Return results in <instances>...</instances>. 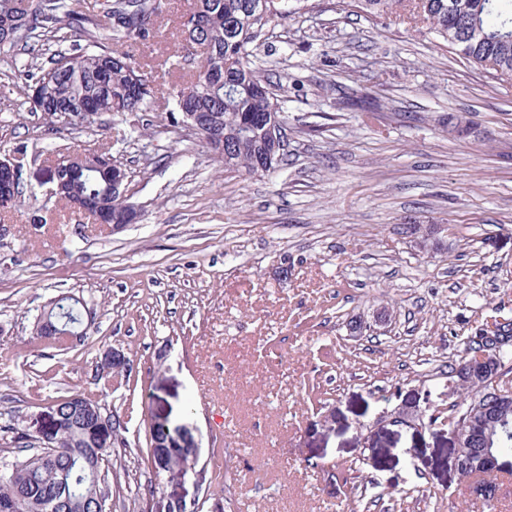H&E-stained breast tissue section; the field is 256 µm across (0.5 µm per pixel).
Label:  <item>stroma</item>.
<instances>
[{
	"mask_svg": "<svg viewBox=\"0 0 512 512\" xmlns=\"http://www.w3.org/2000/svg\"><path fill=\"white\" fill-rule=\"evenodd\" d=\"M260 57L289 117L265 176L158 127L161 96L48 125L26 56L0 60V158L25 150L21 202L0 215V458L2 425L79 390L126 421L110 512L150 491L198 512H512V454L477 484L450 467L447 427L422 421L447 408L466 336L512 315V81L349 0H304ZM364 89L381 107L367 125L346 106ZM450 113L471 132L449 136ZM76 145L127 169L137 223L113 233L50 196L48 166ZM410 224L448 230L423 250ZM64 295L96 323L66 348L33 335ZM108 347L133 360L129 382L93 384ZM154 422L187 473L156 471Z\"/></svg>",
	"mask_w": 512,
	"mask_h": 512,
	"instance_id": "obj_1",
	"label": "stroma"
}]
</instances>
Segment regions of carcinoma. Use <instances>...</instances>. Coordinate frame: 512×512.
<instances>
[{
  "mask_svg": "<svg viewBox=\"0 0 512 512\" xmlns=\"http://www.w3.org/2000/svg\"><path fill=\"white\" fill-rule=\"evenodd\" d=\"M137 2L150 16L149 25L133 29L116 19ZM25 0H0V30H16L18 40L10 51L32 55L41 38L50 32L68 30L86 36L88 42L77 53L57 50L39 68L41 92L30 97V111L55 116L69 113L70 120L85 123L84 105L92 101L96 111L114 115L145 112L157 91L165 89L175 100L176 110L157 115L172 126L190 122L197 112L204 122L224 128V153L203 142L210 160L248 174L274 171L282 161V149L266 139L258 119L274 115L281 138H286L288 115L281 110L276 93L259 75L262 39L280 21L293 13L291 0H264L266 8H255L256 0H194L180 14L176 36L180 52L156 64L157 75L148 64L137 63L128 51L111 50L99 41L141 51L151 58L154 47L166 34L156 25L164 3L157 0H96L94 13L80 14L67 0H36V8ZM353 7L373 18L401 8L403 19L425 24L466 60L497 78L512 77V0H352ZM205 17L204 27L191 28L196 10ZM201 57L193 79L186 84H168L167 78L190 58ZM347 105L359 112L362 122L375 119L378 104L364 90ZM89 178L61 177L58 196L67 202L78 195L101 193L112 179V169H89ZM43 320L35 324V335L63 346L84 340L87 333L58 330L43 333ZM469 357L461 355L448 373L468 383L448 389L446 413L430 414L428 425L438 422L460 428L469 439L454 449L458 465L473 467L481 449L512 452V398L496 399L493 382L512 374V328L505 329L500 359L484 370L470 369ZM98 402L83 392L60 396L47 406L49 420L38 430L10 427L19 451L0 460V512H62L57 503L89 495L100 496L97 512H109V501L121 493L112 481V453L127 447L112 418L97 413Z\"/></svg>",
  "mask_w": 512,
  "mask_h": 512,
  "instance_id": "cac0c4a2",
  "label": "carcinoma"
}]
</instances>
